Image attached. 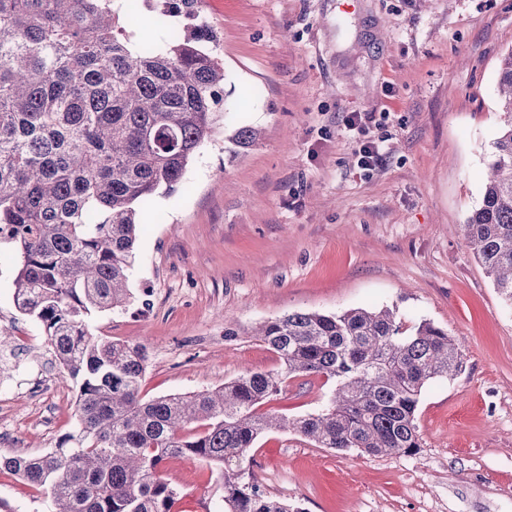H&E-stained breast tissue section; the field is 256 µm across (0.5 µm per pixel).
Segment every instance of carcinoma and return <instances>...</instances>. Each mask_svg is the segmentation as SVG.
<instances>
[{"label":"carcinoma","instance_id":"obj_1","mask_svg":"<svg viewBox=\"0 0 512 512\" xmlns=\"http://www.w3.org/2000/svg\"><path fill=\"white\" fill-rule=\"evenodd\" d=\"M183 30L135 44L132 0H0V243L19 259L18 312L44 327L55 361L78 380L76 426L0 470L43 490L48 512H171L158 477L171 457L215 468L217 512H302L257 489L247 468L267 431L318 448L415 455L424 387L455 376L457 340L385 309L292 312L252 335L279 366L215 389L146 399V353L96 337L87 318L124 307L142 214L173 192L224 119V64L199 0H163ZM508 121L492 145L481 204L461 225L495 288L512 302V51L498 71ZM334 383L313 413L258 407L294 377Z\"/></svg>","mask_w":512,"mask_h":512}]
</instances>
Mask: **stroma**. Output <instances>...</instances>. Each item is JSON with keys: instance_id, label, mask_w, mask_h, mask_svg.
Here are the masks:
<instances>
[{"instance_id": "stroma-1", "label": "stroma", "mask_w": 512, "mask_h": 512, "mask_svg": "<svg viewBox=\"0 0 512 512\" xmlns=\"http://www.w3.org/2000/svg\"><path fill=\"white\" fill-rule=\"evenodd\" d=\"M201 0L224 63V120L175 191L155 197L130 271V303L92 314L93 335L145 347L143 397L220 386L277 367L251 327L296 311L389 308L457 339L461 372L423 391L413 456L318 448L272 431L252 450L267 494L303 512H512V303L463 237L503 122L497 70L512 50V0ZM368 114L362 133L343 119ZM257 128L248 150L231 137ZM384 156L358 167L362 142ZM18 256L0 246V430L56 448L78 387L43 327L16 310ZM237 337L225 339V322ZM296 377L264 404L291 417L326 403ZM183 512L223 494L213 468L165 460ZM6 512H46L0 472Z\"/></svg>"}]
</instances>
